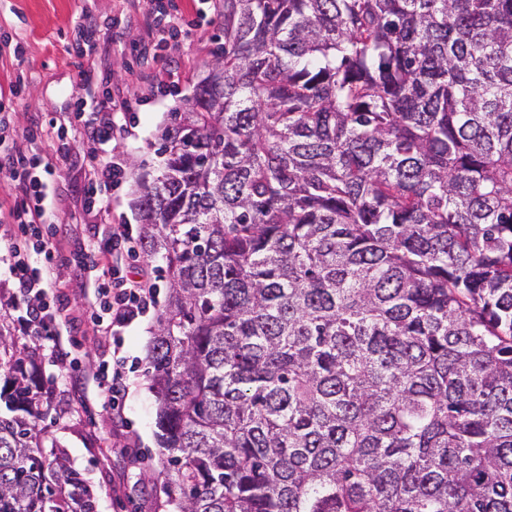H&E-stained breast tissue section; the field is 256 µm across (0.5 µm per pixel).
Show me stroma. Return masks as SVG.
Masks as SVG:
<instances>
[{
  "label": "stroma",
  "mask_w": 512,
  "mask_h": 512,
  "mask_svg": "<svg viewBox=\"0 0 512 512\" xmlns=\"http://www.w3.org/2000/svg\"><path fill=\"white\" fill-rule=\"evenodd\" d=\"M124 0H0V91L21 84L13 99L8 139L23 143L43 164L61 174L55 182L54 221L51 232L62 255L76 247L64 236L65 224L84 221L81 188L87 174L84 157L100 153V144L80 137L69 160H61L52 144L54 127L66 122L77 99L94 102L99 87L82 88L80 74L98 68L112 73L111 90L127 100L136 122L130 132L118 136L112 146L127 164L123 188L109 210L94 216V223L140 225L132 206L137 181L144 174H158L157 133L168 124L171 111L185 104L199 80L204 62L217 52L222 34L224 0H185L184 11L197 22L190 37L160 51L157 58L140 59L132 44L140 40L138 20L124 21ZM116 19L100 38L110 48L105 56L79 57L71 50L79 24L104 16ZM159 312H151L130 326L121 349L126 359L130 389L125 425L113 422L95 398L92 377L107 338L83 321L71 333L74 344L52 351L41 342L40 382L50 391L57 411L45 419L51 438L65 448L97 498L98 512H173L158 476L160 447L156 436L157 404L147 373V351L157 328Z\"/></svg>",
  "instance_id": "35a3bbf8"
}]
</instances>
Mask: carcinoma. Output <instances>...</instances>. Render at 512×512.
Masks as SVG:
<instances>
[{
    "label": "carcinoma",
    "mask_w": 512,
    "mask_h": 512,
    "mask_svg": "<svg viewBox=\"0 0 512 512\" xmlns=\"http://www.w3.org/2000/svg\"><path fill=\"white\" fill-rule=\"evenodd\" d=\"M138 181L178 512H512V0H224ZM0 328V512H96Z\"/></svg>",
    "instance_id": "carcinoma-1"
}]
</instances>
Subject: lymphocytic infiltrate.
<instances>
[{"mask_svg": "<svg viewBox=\"0 0 512 512\" xmlns=\"http://www.w3.org/2000/svg\"><path fill=\"white\" fill-rule=\"evenodd\" d=\"M126 109L125 103L109 96L91 107L84 100H77L68 125L57 129L56 153L62 157L69 155V133L73 130L102 145L112 142L128 130L130 119ZM89 167L84 193L90 207L106 209L113 191L123 181L124 169L105 153L91 157ZM3 168L12 173L19 191L11 211L19 233L6 246L14 294L25 303V312L19 321L28 333L43 337L57 348L61 341L56 322L68 314L70 302L61 295L55 303L46 300L49 289L57 285L55 270L58 266L55 249L43 232L45 225L53 221L44 177L46 169L38 156L18 144L0 146V169ZM139 238V230L129 224H115L105 229L93 224L83 229L79 239L81 256L76 259V266L83 270L98 267L102 273L94 283L78 277L72 285L82 290L91 321L118 347L123 344L124 331L155 306L158 296L154 269L133 262ZM96 383L104 408L113 416L122 417L129 384L121 359L101 361Z\"/></svg>", "mask_w": 512, "mask_h": 512, "instance_id": "f902f5d3", "label": "lymphocytic infiltrate"}]
</instances>
